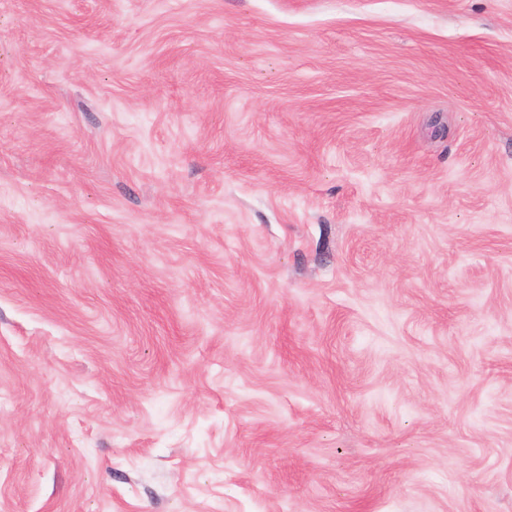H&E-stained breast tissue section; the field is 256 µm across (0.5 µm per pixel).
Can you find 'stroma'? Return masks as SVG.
<instances>
[{
	"mask_svg": "<svg viewBox=\"0 0 512 512\" xmlns=\"http://www.w3.org/2000/svg\"><path fill=\"white\" fill-rule=\"evenodd\" d=\"M0 512H512V0H0Z\"/></svg>",
	"mask_w": 512,
	"mask_h": 512,
	"instance_id": "1",
	"label": "stroma"
}]
</instances>
